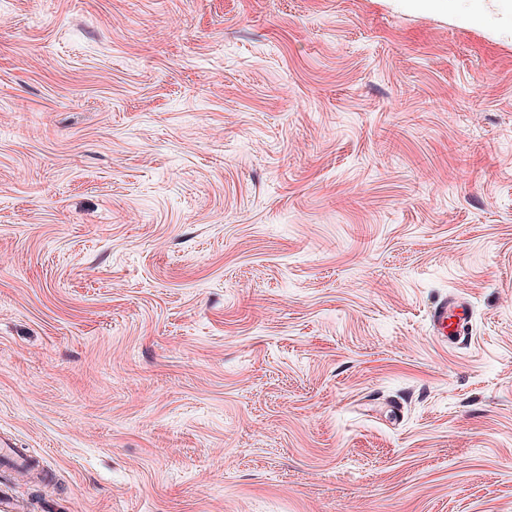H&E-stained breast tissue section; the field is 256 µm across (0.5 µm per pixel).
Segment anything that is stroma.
Instances as JSON below:
<instances>
[{
	"instance_id": "1",
	"label": "stroma",
	"mask_w": 512,
	"mask_h": 512,
	"mask_svg": "<svg viewBox=\"0 0 512 512\" xmlns=\"http://www.w3.org/2000/svg\"><path fill=\"white\" fill-rule=\"evenodd\" d=\"M472 6L0 0L1 491L512 512V0ZM469 321V313L463 302L441 301L429 313V324L433 336L448 338V334L460 335Z\"/></svg>"
}]
</instances>
